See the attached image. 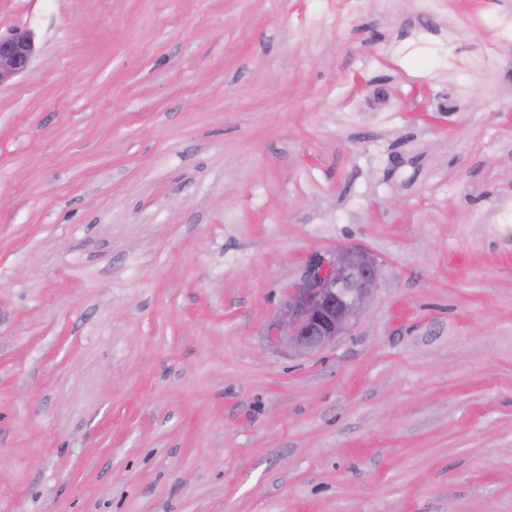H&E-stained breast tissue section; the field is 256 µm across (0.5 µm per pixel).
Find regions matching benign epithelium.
Wrapping results in <instances>:
<instances>
[{
    "mask_svg": "<svg viewBox=\"0 0 512 512\" xmlns=\"http://www.w3.org/2000/svg\"><path fill=\"white\" fill-rule=\"evenodd\" d=\"M34 50L26 30L0 36V84L24 73ZM380 277L381 264L360 246L311 253L267 325L268 343L300 356L326 348L362 316Z\"/></svg>",
    "mask_w": 512,
    "mask_h": 512,
    "instance_id": "1",
    "label": "benign epithelium"
}]
</instances>
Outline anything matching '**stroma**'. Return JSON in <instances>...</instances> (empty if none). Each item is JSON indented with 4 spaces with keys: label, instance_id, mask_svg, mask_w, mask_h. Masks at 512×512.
Segmentation results:
<instances>
[{
    "label": "stroma",
    "instance_id": "35a3bbf8",
    "mask_svg": "<svg viewBox=\"0 0 512 512\" xmlns=\"http://www.w3.org/2000/svg\"><path fill=\"white\" fill-rule=\"evenodd\" d=\"M0 512H512V0H0ZM382 263L298 356L316 250ZM34 50L33 38L27 30L0 35V85L28 69ZM380 277L381 264L360 246L311 253L267 325L268 343L300 356L326 348L362 316Z\"/></svg>",
    "mask_w": 512,
    "mask_h": 512
}]
</instances>
